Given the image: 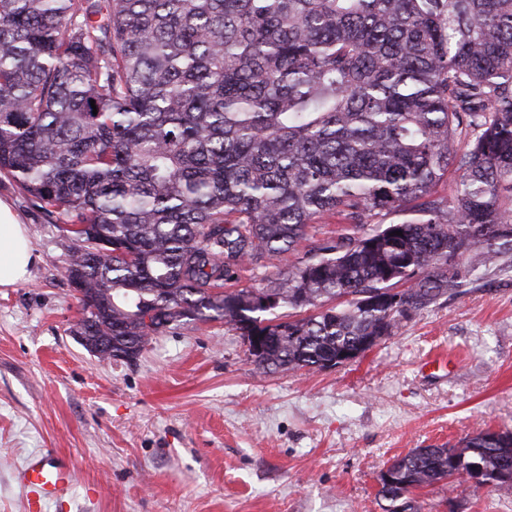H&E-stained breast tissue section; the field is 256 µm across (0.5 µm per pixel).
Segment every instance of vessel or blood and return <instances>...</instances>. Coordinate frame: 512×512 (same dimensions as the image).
Listing matches in <instances>:
<instances>
[{
	"label": "vessel or blood",
	"mask_w": 512,
	"mask_h": 512,
	"mask_svg": "<svg viewBox=\"0 0 512 512\" xmlns=\"http://www.w3.org/2000/svg\"><path fill=\"white\" fill-rule=\"evenodd\" d=\"M16 483L26 512H46L47 507L71 497L74 473L62 458L39 451L29 454L18 466Z\"/></svg>",
	"instance_id": "obj_1"
}]
</instances>
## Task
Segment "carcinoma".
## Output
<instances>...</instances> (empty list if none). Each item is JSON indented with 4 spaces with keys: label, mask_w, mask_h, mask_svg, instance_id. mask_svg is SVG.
<instances>
[{
    "label": "carcinoma",
    "mask_w": 512,
    "mask_h": 512,
    "mask_svg": "<svg viewBox=\"0 0 512 512\" xmlns=\"http://www.w3.org/2000/svg\"><path fill=\"white\" fill-rule=\"evenodd\" d=\"M1 173L95 231L77 330L136 358L220 321L267 338L261 373L322 371L512 253V0H0ZM388 468L383 512H421L508 483L512 431ZM305 249L302 247L299 248L298 254L295 255H286L284 258L274 260L273 266L268 268L266 272H252L249 270H245L241 273V280L239 282V287H266L269 283V280H273V278L276 277V273L279 270H285L288 268L289 265H292L297 261L298 257H302L304 254ZM265 277V280H262V278Z\"/></svg>",
    "instance_id": "1"
}]
</instances>
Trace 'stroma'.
Segmentation results:
<instances>
[{
  "mask_svg": "<svg viewBox=\"0 0 512 512\" xmlns=\"http://www.w3.org/2000/svg\"><path fill=\"white\" fill-rule=\"evenodd\" d=\"M28 230L27 280L0 288V512H23L14 471L31 452L70 459L59 512H383L388 462L411 449L512 430V266L479 274L356 361L257 372L221 322L154 337L131 362L74 337L63 217L0 175ZM451 360L447 375L424 367ZM423 512H512V484L423 490Z\"/></svg>",
  "mask_w": 512,
  "mask_h": 512,
  "instance_id": "obj_1",
  "label": "stroma"
}]
</instances>
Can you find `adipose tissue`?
<instances>
[{
	"label": "adipose tissue",
	"instance_id": "1",
	"mask_svg": "<svg viewBox=\"0 0 512 512\" xmlns=\"http://www.w3.org/2000/svg\"><path fill=\"white\" fill-rule=\"evenodd\" d=\"M32 261V248L12 208L0 200V288L25 280Z\"/></svg>",
	"mask_w": 512,
	"mask_h": 512
}]
</instances>
